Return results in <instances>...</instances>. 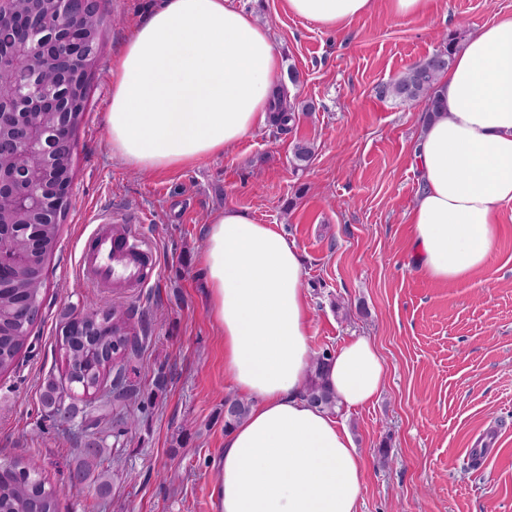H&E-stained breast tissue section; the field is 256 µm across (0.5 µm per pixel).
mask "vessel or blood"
<instances>
[{"instance_id":"vessel-or-blood-1","label":"vessel or blood","mask_w":512,"mask_h":512,"mask_svg":"<svg viewBox=\"0 0 512 512\" xmlns=\"http://www.w3.org/2000/svg\"><path fill=\"white\" fill-rule=\"evenodd\" d=\"M149 255V245L132 225L116 227L111 217L105 216L83 247L79 267L83 277L96 285L103 287L120 281L136 288L155 271Z\"/></svg>"}]
</instances>
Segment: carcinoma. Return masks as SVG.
<instances>
[{
  "label": "carcinoma",
  "mask_w": 512,
  "mask_h": 512,
  "mask_svg": "<svg viewBox=\"0 0 512 512\" xmlns=\"http://www.w3.org/2000/svg\"><path fill=\"white\" fill-rule=\"evenodd\" d=\"M458 49L455 39L444 42L442 48L431 56L412 64L406 72L393 81L389 94L403 103H421L423 112L436 111L434 86L440 75L451 66ZM45 272L42 265L12 269L0 274V372L12 369L15 357L29 346L30 326L22 323L18 308L27 304L37 308L43 303V290L36 285L37 279ZM148 336L130 332L127 320H121L116 327L105 321L99 324L97 335L85 339L74 337L68 349L62 350L63 358L78 371L77 381L71 386L82 391L86 387L99 386L103 372L114 374L111 386L100 390L101 401L108 405L112 401L128 400L135 390L126 383L125 364L139 354ZM331 353L324 351L313 358L314 374L308 383L305 397L314 407L331 411L336 406V397L319 382L323 377L326 360ZM66 387L50 379L43 386L40 399L47 416L59 409ZM80 398L69 397L71 419L81 418L79 428L83 431L98 430L103 424H115L114 437L129 433V421L124 417L117 422L107 415L94 414L78 405ZM249 411L247 403L241 400L230 401L228 415L224 422L227 428L244 419ZM104 446L95 443L84 448L82 463L71 477V486L84 484L94 472ZM0 512H59V491L43 476L34 464L15 460L0 466Z\"/></svg>",
  "instance_id": "cac0c4a2"
}]
</instances>
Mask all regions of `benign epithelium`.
Instances as JSON below:
<instances>
[{"instance_id": "benign-epithelium-1", "label": "benign epithelium", "mask_w": 512, "mask_h": 512, "mask_svg": "<svg viewBox=\"0 0 512 512\" xmlns=\"http://www.w3.org/2000/svg\"><path fill=\"white\" fill-rule=\"evenodd\" d=\"M0 0V32L20 28L0 66H14L23 84L0 82V271L30 263L49 228L71 205L74 135L90 76L102 63L100 0Z\"/></svg>"}]
</instances>
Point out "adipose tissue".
<instances>
[{
    "label": "adipose tissue",
    "instance_id": "adipose-tissue-1",
    "mask_svg": "<svg viewBox=\"0 0 512 512\" xmlns=\"http://www.w3.org/2000/svg\"><path fill=\"white\" fill-rule=\"evenodd\" d=\"M380 0H284L288 13L335 30ZM280 58L268 29L229 0H158L112 62L106 123L129 166L165 171L229 152L273 124ZM412 162L421 191L407 215L413 264L459 282L491 260L512 202V17L485 25L435 86ZM203 279L224 338V378L250 408L215 462L216 512H358L365 461L343 424L304 397L311 310L295 243L227 206L205 227ZM371 339L350 337L326 364L339 405L384 386Z\"/></svg>",
    "mask_w": 512,
    "mask_h": 512
}]
</instances>
